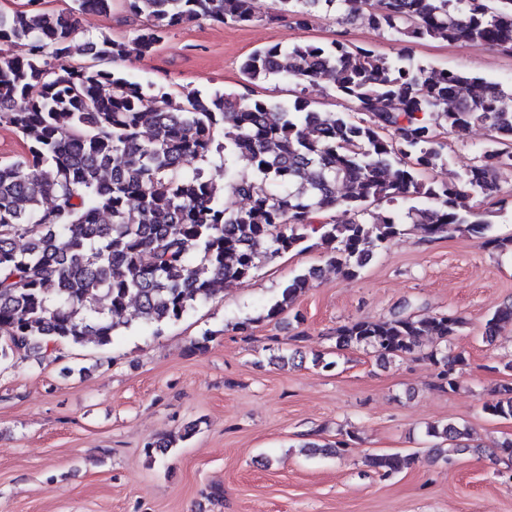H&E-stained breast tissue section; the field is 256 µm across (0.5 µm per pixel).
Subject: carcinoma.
<instances>
[{
	"mask_svg": "<svg viewBox=\"0 0 512 512\" xmlns=\"http://www.w3.org/2000/svg\"><path fill=\"white\" fill-rule=\"evenodd\" d=\"M48 12L38 0L0 13V124L16 129L25 153L0 162V372L34 352L62 358L65 346H106L139 320L154 327L181 320L214 299L226 280L250 277L264 261L317 248L345 277L404 234L411 222L428 240L467 233L501 254L512 236L465 204L500 190L512 173V85L470 73L432 69L335 40L257 49L242 62L251 82L287 78L301 86L293 103L273 104L235 92L189 90L178 97L144 88L112 64L152 54L190 22L249 25L253 0H124L149 22L130 42L102 34L79 41L76 14H108L113 0H76ZM301 26L315 13L340 22L365 19L401 40L464 42L512 52V0H274ZM23 45L25 53H11ZM327 85L351 103L347 112L314 107L306 91ZM490 132L478 159L453 181L426 174L446 163L438 128ZM229 195L224 199L216 177ZM313 273L293 276L261 319H278ZM512 323V301L486 320L491 342ZM456 313L400 312L336 327V349L366 348L388 360L422 353L434 387L453 391L466 356L448 351L465 327ZM432 339L429 351L423 341ZM512 420V383L482 405ZM199 422L146 448H176ZM437 456L471 440L470 428L427 427ZM355 432L305 452L339 454ZM411 455L373 454L368 465L390 477Z\"/></svg>",
	"mask_w": 512,
	"mask_h": 512,
	"instance_id": "obj_1",
	"label": "carcinoma"
}]
</instances>
